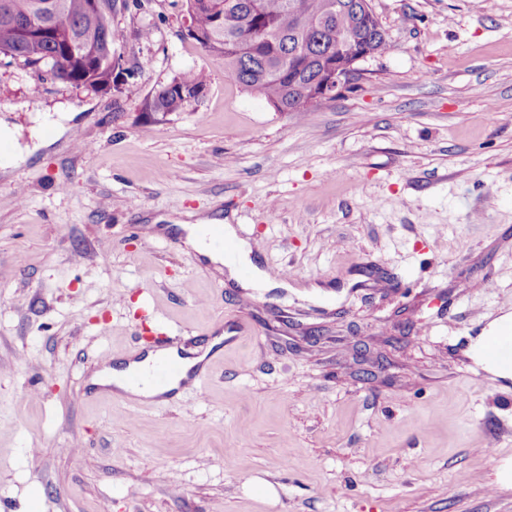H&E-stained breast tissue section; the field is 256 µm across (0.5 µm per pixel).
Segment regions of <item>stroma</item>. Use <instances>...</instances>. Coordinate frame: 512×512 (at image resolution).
Returning a JSON list of instances; mask_svg holds the SVG:
<instances>
[{
	"mask_svg": "<svg viewBox=\"0 0 512 512\" xmlns=\"http://www.w3.org/2000/svg\"><path fill=\"white\" fill-rule=\"evenodd\" d=\"M373 7L389 50L304 114L184 39L182 0L112 21L135 96L0 56L20 144L77 108L0 170V512H512V380L466 354L512 313V0ZM189 70L203 97L148 117ZM189 216L289 288L165 246ZM157 332L221 336L204 389L84 398L103 352Z\"/></svg>",
	"mask_w": 512,
	"mask_h": 512,
	"instance_id": "1",
	"label": "stroma"
}]
</instances>
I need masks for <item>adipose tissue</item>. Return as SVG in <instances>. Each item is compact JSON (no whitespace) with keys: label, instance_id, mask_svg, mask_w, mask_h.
Segmentation results:
<instances>
[{"label":"adipose tissue","instance_id":"obj_1","mask_svg":"<svg viewBox=\"0 0 512 512\" xmlns=\"http://www.w3.org/2000/svg\"><path fill=\"white\" fill-rule=\"evenodd\" d=\"M205 227L206 223L202 220L193 224L183 222L179 225L180 230L185 233L187 245L205 258L214 272H227L229 278L239 281L245 288L275 287V280L271 279L261 268L254 266L251 258L253 253L251 243L240 239L233 225L228 224L224 227L225 239L233 241L235 244V254L230 258L225 257L222 250L207 243L204 236ZM175 358L180 360L182 372L168 386L158 388L147 382L139 385L129 383L128 377L131 373L148 371L160 361ZM204 360V355L198 354L194 350L184 356L179 355L178 351L173 348L159 351L149 350L136 355L133 359L119 361L116 366L95 372L91 376L90 382L93 386L109 389L119 399L151 401L167 396L170 392L189 384Z\"/></svg>","mask_w":512,"mask_h":512}]
</instances>
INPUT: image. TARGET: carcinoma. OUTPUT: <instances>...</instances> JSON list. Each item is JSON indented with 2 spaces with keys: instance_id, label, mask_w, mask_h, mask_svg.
Wrapping results in <instances>:
<instances>
[{
  "instance_id": "1",
  "label": "carcinoma",
  "mask_w": 512,
  "mask_h": 512,
  "mask_svg": "<svg viewBox=\"0 0 512 512\" xmlns=\"http://www.w3.org/2000/svg\"><path fill=\"white\" fill-rule=\"evenodd\" d=\"M316 0H183L182 35L193 40L247 92L278 106L295 107L293 94L318 81L322 61L349 62L352 49L364 44L375 53L388 49L375 12L338 0L337 15L322 22L313 14ZM115 0H0V54L20 59L41 78L75 88L104 89L124 69L112 51L109 15ZM43 20L48 35L27 39L17 20ZM206 88L201 73L184 72L143 99L150 116L182 111Z\"/></svg>"
}]
</instances>
